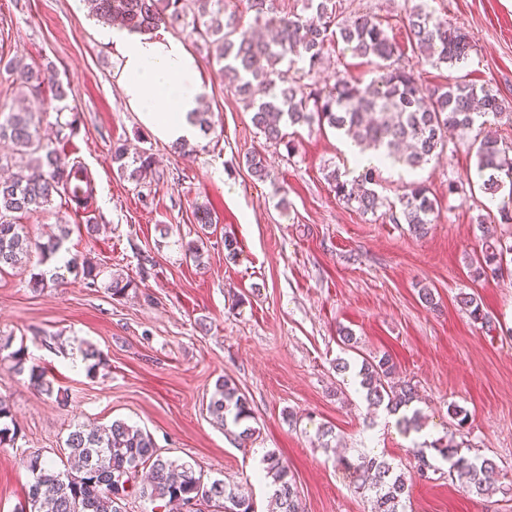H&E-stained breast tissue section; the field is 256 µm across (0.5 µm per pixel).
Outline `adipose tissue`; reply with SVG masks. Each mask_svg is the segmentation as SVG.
Masks as SVG:
<instances>
[{
	"label": "adipose tissue",
	"mask_w": 512,
	"mask_h": 512,
	"mask_svg": "<svg viewBox=\"0 0 512 512\" xmlns=\"http://www.w3.org/2000/svg\"><path fill=\"white\" fill-rule=\"evenodd\" d=\"M101 39L117 62L123 96L142 122L169 143L199 134L193 117L205 94L200 63L183 39L105 28Z\"/></svg>",
	"instance_id": "adipose-tissue-1"
}]
</instances>
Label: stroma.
Instances as JSON below:
<instances>
[{
	"mask_svg": "<svg viewBox=\"0 0 512 512\" xmlns=\"http://www.w3.org/2000/svg\"><path fill=\"white\" fill-rule=\"evenodd\" d=\"M429 4L473 40L472 79L512 99V0ZM336 5L346 15L377 16L412 59L404 0ZM99 27L84 0H0V60L53 67L68 83L77 132L56 148L80 160L96 188L86 210L57 197L24 222L36 241L49 227L73 225L62 254L91 258L102 271L93 288L69 274L43 290L30 285L39 254L0 271V335L23 338L32 361L66 395L56 402L31 388L27 374L0 365V395L21 433L17 447H0V512H16L27 499L24 453L63 460L74 422L115 419L150 432L163 455L197 462L205 478L242 489L255 512L274 507L270 479L257 476L267 452L287 463L304 512H370L338 456L353 459L362 450L406 472L414 464L410 448L447 436L462 455L495 462L493 493L466 494L455 476L438 473L409 481L405 512H512V267L503 281L488 283L471 266L483 227L508 239L512 222H502L500 201L480 191L449 194V182L474 172V155L448 151L416 171L382 168L378 191L389 200L412 181L438 200L428 234L412 235L388 209L370 215L338 201L327 171L358 170L334 130L296 128L291 154L266 144L193 36L185 42L202 65L212 129L189 151L173 152L127 106L112 51L95 36ZM116 143L154 157L146 192L113 168ZM252 153L265 156V179L248 169ZM203 211L213 220L206 233L196 219ZM89 224L100 232L87 234ZM228 236L239 246L233 263L224 260ZM198 238L205 247L196 261L184 246ZM146 258L153 267L144 279ZM114 273L138 280L137 291L112 296L106 285ZM423 288L432 289L435 306L422 303ZM463 293L475 295L495 331L461 310ZM343 328L356 349L344 350ZM86 342L105 363L94 377L78 351ZM385 354L417 387L421 431L384 425V409L369 408L363 391L336 371L337 359L356 368ZM222 376L252 409L259 436L244 448L234 427L207 409ZM452 404L465 412L464 425L449 417ZM324 424L335 430L326 442L318 433Z\"/></svg>",
	"mask_w": 512,
	"mask_h": 512,
	"instance_id": "1",
	"label": "stroma"
}]
</instances>
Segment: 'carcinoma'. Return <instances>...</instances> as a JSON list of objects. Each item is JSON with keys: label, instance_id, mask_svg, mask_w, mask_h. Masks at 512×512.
Here are the masks:
<instances>
[{"label": "carcinoma", "instance_id": "obj_1", "mask_svg": "<svg viewBox=\"0 0 512 512\" xmlns=\"http://www.w3.org/2000/svg\"><path fill=\"white\" fill-rule=\"evenodd\" d=\"M300 9L280 13L276 0H246L253 22L273 31L269 39L257 37L243 28L235 15H226V0H92L93 15L108 26H121L135 32H152L164 27L195 35L208 45L212 59L224 73L226 90L236 95L252 112V123L266 141L284 145L287 152L294 143L286 139L284 129L295 126H328L342 132L354 144L373 149L381 160L417 170L449 149L462 143L476 159L479 189L493 201L512 203V147L485 135L468 140L470 133L482 129L490 120L512 110V103L487 84L470 79L467 71L474 44L470 36L428 8L427 0H407L406 24L413 54L419 60L438 67L446 65L448 81L439 90L424 87L413 67L399 66L401 55L380 21L367 15L343 16L337 13L336 0H300ZM342 43L354 58L374 66L375 77L368 83L343 73L331 85H320L315 77L333 43ZM6 68L18 74L21 87L36 95L44 84L56 87L54 104L39 112L58 115L69 110L68 93L57 73L34 69L15 59ZM41 120L28 109H0V140L12 144V152L0 154V169L9 176L0 181V268L18 267L30 261L33 250L45 264L56 258L62 243L71 233L70 225H57V233L44 243H36L16 223V214L36 212L49 206L53 197L68 198L76 208L85 209L95 196L94 182L78 160L67 161L56 149L42 142ZM112 164L120 175L147 186L152 171V156L146 153L128 161L124 146L112 150ZM379 167L363 168L351 180L332 169L326 179L336 197L364 214L380 208L398 210L394 221L407 224L417 234L428 232L438 202L430 197L422 183L389 202L374 189ZM512 245L500 239L485 241V248L474 268L477 278L503 276L505 257ZM71 274L97 286L99 271L75 254L64 260ZM138 284L120 274L112 275L110 290L120 296L137 290ZM469 316L485 326L491 320L477 299L469 294L460 298ZM14 338L0 336V363H7L18 374L28 373L30 385L47 397H61L46 371L30 362L24 345L13 347ZM87 374L94 377L103 365L100 351L92 344L81 350ZM396 365L383 355L363 360L357 373L365 398L374 405H386L396 414L416 398V385L397 380ZM208 409L219 422L232 417L242 426L236 438L244 443L253 439L256 428L246 424L252 419L244 393L230 380L216 382ZM19 429L13 423L12 407L0 396V446L14 447ZM449 470L465 479L463 491L486 496L492 494L485 475L496 469L489 458L470 459L443 438L430 442ZM64 468L38 452L26 454L31 473L27 501L18 512H125L123 503L135 494L150 502L172 503L204 495L213 498L203 503L214 512H252L251 504L222 479L204 481L201 471L189 461L165 457L150 433L114 420L109 425L74 424L63 444ZM416 461L415 474L428 477L438 471L421 448L411 449ZM338 463L352 472L355 489L370 499L371 512H400L407 487L405 474L385 459L362 454L352 462ZM265 477L272 479L277 512H300V493L288 466L271 452L263 458ZM131 474L134 482L127 488L118 478Z\"/></svg>", "mask_w": 512, "mask_h": 512}]
</instances>
